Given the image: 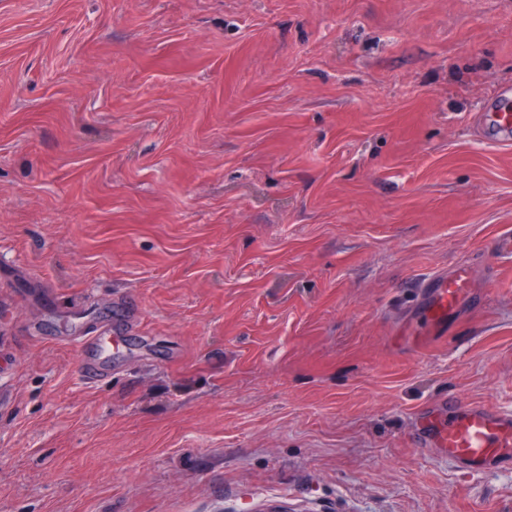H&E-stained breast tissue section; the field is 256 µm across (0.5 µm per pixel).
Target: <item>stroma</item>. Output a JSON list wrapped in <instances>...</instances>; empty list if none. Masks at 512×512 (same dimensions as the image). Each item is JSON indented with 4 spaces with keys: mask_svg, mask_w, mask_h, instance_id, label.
<instances>
[{
    "mask_svg": "<svg viewBox=\"0 0 512 512\" xmlns=\"http://www.w3.org/2000/svg\"><path fill=\"white\" fill-rule=\"evenodd\" d=\"M504 87L512 0H0V512H512L413 444L512 413ZM419 288L420 312L438 334L458 310L461 299L473 288V280L469 268L459 266L424 280ZM63 341H74L81 352V372L89 381H100L106 376L105 371L97 363V357L105 355L112 344V328L104 324L96 331H87L83 326L76 325L62 336Z\"/></svg>",
    "mask_w": 512,
    "mask_h": 512,
    "instance_id": "1",
    "label": "stroma"
}]
</instances>
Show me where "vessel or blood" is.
I'll return each instance as SVG.
<instances>
[{
  "instance_id": "1",
  "label": "vessel or blood",
  "mask_w": 512,
  "mask_h": 512,
  "mask_svg": "<svg viewBox=\"0 0 512 512\" xmlns=\"http://www.w3.org/2000/svg\"><path fill=\"white\" fill-rule=\"evenodd\" d=\"M473 287L468 267L434 275L420 286L419 308L433 332H441L454 315L461 299ZM81 353V371L90 381L101 380L105 372L98 357L112 344V328L104 324L96 331L75 326L68 334ZM415 442L438 455L448 457L460 471L499 472L512 470V413L483 404L449 399L417 414Z\"/></svg>"
}]
</instances>
